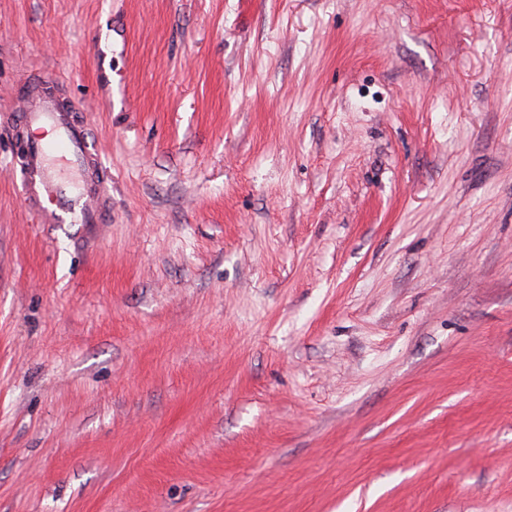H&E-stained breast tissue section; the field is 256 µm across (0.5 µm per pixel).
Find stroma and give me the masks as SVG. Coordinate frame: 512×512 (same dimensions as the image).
I'll return each mask as SVG.
<instances>
[{
  "instance_id": "35a3bbf8",
  "label": "stroma",
  "mask_w": 512,
  "mask_h": 512,
  "mask_svg": "<svg viewBox=\"0 0 512 512\" xmlns=\"http://www.w3.org/2000/svg\"><path fill=\"white\" fill-rule=\"evenodd\" d=\"M47 78L111 219L0 128V512H512V0H0ZM48 84L24 82L8 111L13 136L25 145L20 165L25 201L42 224L102 227L110 221L105 168L88 127ZM45 127L55 132L52 141L29 136L33 128Z\"/></svg>"
}]
</instances>
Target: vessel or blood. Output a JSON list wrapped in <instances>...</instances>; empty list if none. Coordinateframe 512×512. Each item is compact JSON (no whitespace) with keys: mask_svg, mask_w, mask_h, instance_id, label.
I'll return each mask as SVG.
<instances>
[{"mask_svg":"<svg viewBox=\"0 0 512 512\" xmlns=\"http://www.w3.org/2000/svg\"><path fill=\"white\" fill-rule=\"evenodd\" d=\"M12 132L25 153L20 165L28 207L44 224L100 227L110 220L108 178L90 138L71 106L45 82H24L10 109ZM51 128L55 137L31 138L34 129Z\"/></svg>","mask_w":512,"mask_h":512,"instance_id":"1","label":"vessel or blood"}]
</instances>
